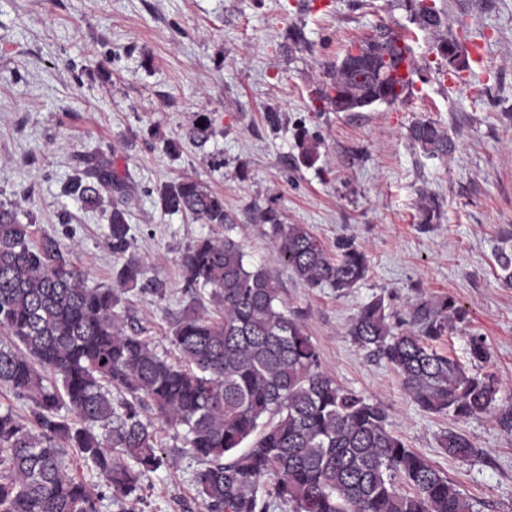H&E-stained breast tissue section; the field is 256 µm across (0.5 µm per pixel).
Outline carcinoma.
Returning a JSON list of instances; mask_svg holds the SVG:
<instances>
[{"mask_svg":"<svg viewBox=\"0 0 512 512\" xmlns=\"http://www.w3.org/2000/svg\"><path fill=\"white\" fill-rule=\"evenodd\" d=\"M402 6L433 36L442 60L453 56L448 71L463 78L470 62L448 32V14L435 0ZM399 40L386 28L350 44L318 80L314 101L335 112L404 101L413 81L395 72L414 51ZM196 121L189 135L204 144L215 133L213 119L202 113ZM409 139L433 157L455 150L429 120L415 122ZM297 148L303 165L319 159L317 140L304 131ZM66 191L94 208L109 205L108 246L121 265L113 285L91 287L53 241L33 243L31 225L0 206V329L16 341L0 348V384L31 403L28 418L0 411V512H99L105 496H131L143 477L175 463L157 441L155 419L204 463L194 475L203 512H472L448 477L396 434L383 405L339 386L322 368L271 271L248 265L232 237L199 239L182 254L184 280L211 309L189 305L172 330L180 363L127 330L123 295L165 296L147 278L146 263L128 254L129 177L98 156L79 163ZM158 204L165 214L232 230L224 197L193 178L163 186ZM439 219L434 199L421 198L417 223ZM250 220L269 227L277 259L309 288L342 295L367 276L357 247L333 255L306 225L285 223L273 206L254 210ZM465 318L451 296L420 297L398 314L376 295L360 306L347 334L397 371L422 411L470 419L498 410L496 376L472 373L433 348ZM470 358L487 362L483 337H471ZM439 446L453 459L474 453L452 430ZM69 448L95 471L102 490L67 473Z\"/></svg>","mask_w":512,"mask_h":512,"instance_id":"1","label":"carcinoma"}]
</instances>
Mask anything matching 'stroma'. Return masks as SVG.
<instances>
[{
  "mask_svg": "<svg viewBox=\"0 0 512 512\" xmlns=\"http://www.w3.org/2000/svg\"><path fill=\"white\" fill-rule=\"evenodd\" d=\"M450 28L481 32L482 60L466 83L442 74L433 40L399 0H0V204L54 240L89 285L113 283L117 259L100 210L67 195L76 159L110 157L128 174L130 252L145 260L164 297L128 295L126 313L158 353L175 361V321L193 298L181 272L186 247L223 239V227L162 214L164 185L192 177L223 195L232 235L246 259L276 274L289 313L304 323L323 367L347 389L388 410L410 448L441 469L473 512H512V431L494 417L459 420L420 410L382 359L347 328L359 307L384 296L404 311L421 296H453L467 311L438 351L470 365L469 341L485 338L484 372L499 380V407L512 406V287L498 256L512 249V0H436ZM409 38L422 70L404 102L361 112L320 111L313 78L350 43L382 26ZM309 42L295 50L288 34ZM283 116L280 129L266 108ZM214 115L202 146L189 137L197 113ZM430 120L456 148L450 159L412 145L409 127ZM320 141L319 159L298 161L296 132ZM177 138L179 154L164 151ZM440 206L439 223L417 224L421 195ZM276 207L306 225L329 250L350 242L368 260L366 278L344 295L310 288L276 261L253 209ZM471 443L466 460L444 455L443 432ZM157 439L176 468L144 478L138 496L104 499L101 512H200L199 462L173 430Z\"/></svg>",
  "mask_w": 512,
  "mask_h": 512,
  "instance_id": "35a3bbf8",
  "label": "stroma"
}]
</instances>
